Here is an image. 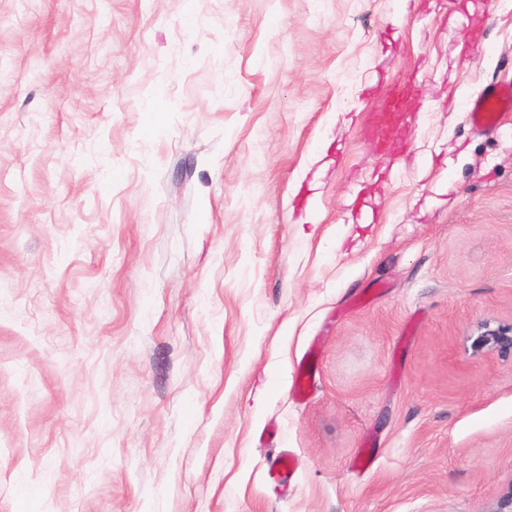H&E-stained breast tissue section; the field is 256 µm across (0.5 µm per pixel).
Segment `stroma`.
Here are the masks:
<instances>
[{
    "instance_id": "35a3bbf8",
    "label": "stroma",
    "mask_w": 512,
    "mask_h": 512,
    "mask_svg": "<svg viewBox=\"0 0 512 512\" xmlns=\"http://www.w3.org/2000/svg\"><path fill=\"white\" fill-rule=\"evenodd\" d=\"M491 81L512 0H0V512H487ZM466 118L477 127L497 124L503 113L512 112V82L492 83L464 104Z\"/></svg>"
}]
</instances>
